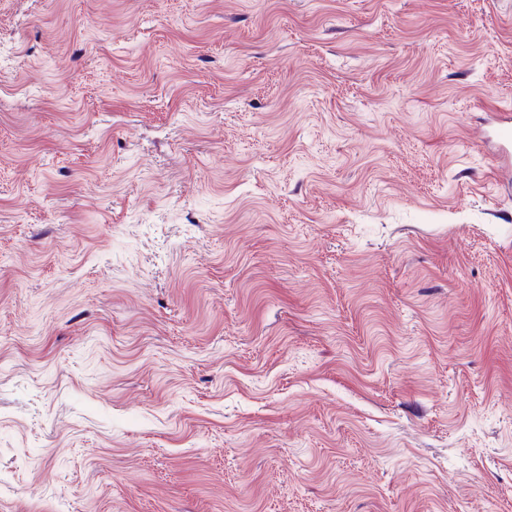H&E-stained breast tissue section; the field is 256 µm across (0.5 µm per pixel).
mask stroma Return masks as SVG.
<instances>
[{"label": "stroma", "instance_id": "obj_1", "mask_svg": "<svg viewBox=\"0 0 512 512\" xmlns=\"http://www.w3.org/2000/svg\"><path fill=\"white\" fill-rule=\"evenodd\" d=\"M512 0H0V512H512ZM494 137L502 153H512V115L510 112L498 113Z\"/></svg>", "mask_w": 512, "mask_h": 512}]
</instances>
